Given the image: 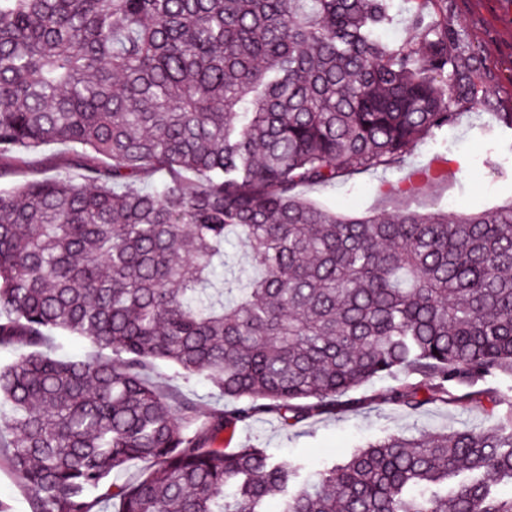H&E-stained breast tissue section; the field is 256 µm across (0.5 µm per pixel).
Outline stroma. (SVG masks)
Returning <instances> with one entry per match:
<instances>
[{
    "label": "stroma",
    "instance_id": "stroma-1",
    "mask_svg": "<svg viewBox=\"0 0 512 512\" xmlns=\"http://www.w3.org/2000/svg\"><path fill=\"white\" fill-rule=\"evenodd\" d=\"M447 24L455 35L452 52L471 64L475 84L473 98L455 106L458 121L419 142L400 167L366 171L331 185H306L299 190L302 198L347 215L409 206L439 208L453 217L512 202V134L494 130L496 113L512 112V0H448ZM70 153L66 144L45 145L26 155L23 164L6 165L0 188L64 173ZM438 166L447 168V180L424 186L416 197L403 200L380 192L383 182ZM150 376L170 401H193L200 416L221 405L206 379H184L162 364ZM394 384V378L386 377L359 388L356 395L363 403L358 410L318 415L288 428L260 419L224 432L217 445L256 444L283 460L301 459L314 466L343 459L353 448L390 431L436 435L461 427L487 429L495 423L486 400L464 412L430 404L419 413H407L386 399Z\"/></svg>",
    "mask_w": 512,
    "mask_h": 512
}]
</instances>
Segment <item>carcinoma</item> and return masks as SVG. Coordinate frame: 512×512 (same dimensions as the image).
Masks as SVG:
<instances>
[{
    "mask_svg": "<svg viewBox=\"0 0 512 512\" xmlns=\"http://www.w3.org/2000/svg\"><path fill=\"white\" fill-rule=\"evenodd\" d=\"M428 1L418 41L388 43V0H0V159L75 148L66 174L0 189V346L20 348L0 462L31 512H512V203L341 218L297 194L401 164L473 97ZM65 336L93 353L56 354ZM159 362L230 404L199 421L149 380ZM400 371L423 383L392 404L485 397L497 424L322 467L214 447L261 414L355 410Z\"/></svg>",
    "mask_w": 512,
    "mask_h": 512,
    "instance_id": "1",
    "label": "carcinoma"
}]
</instances>
